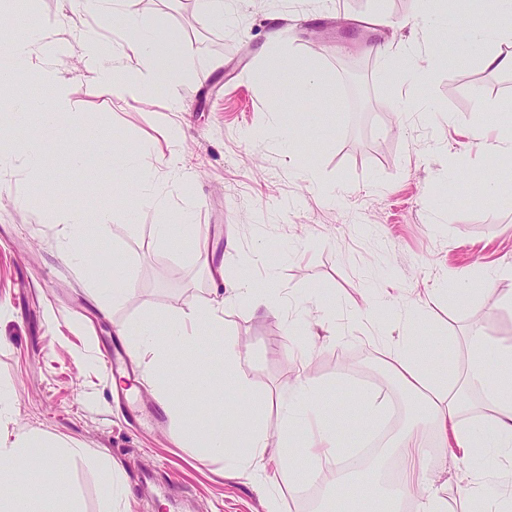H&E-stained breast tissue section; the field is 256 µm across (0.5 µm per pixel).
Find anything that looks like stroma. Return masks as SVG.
Wrapping results in <instances>:
<instances>
[{
  "label": "stroma",
  "mask_w": 512,
  "mask_h": 512,
  "mask_svg": "<svg viewBox=\"0 0 512 512\" xmlns=\"http://www.w3.org/2000/svg\"><path fill=\"white\" fill-rule=\"evenodd\" d=\"M21 2L25 13L61 21L40 33L57 50L35 55V67L77 89L83 112L64 123L74 138H90L86 165L98 177L87 179L61 152L43 168L0 170V388L15 396L0 439L37 433L76 448L60 459L58 477L81 512H265L272 491L282 512H333L330 503L313 510L275 461L231 477L221 458H191L150 369L131 356L122 325L161 324L223 297L210 258L222 259L232 279L247 269L254 286L273 274L268 307L255 309L252 293L238 292L224 308V334L245 349L246 394L281 397L297 411L306 404L294 388L307 379L346 399L368 389L411 412L382 372L409 319L447 337L455 369L472 332L512 345V306L503 300L512 278L499 275L512 267V205L490 204L483 191L512 177V152L487 158L462 132L477 106L512 115V68L455 56L447 42L424 54L420 85L396 80L376 53L384 33L362 19L414 22L402 34L425 46L418 0H235L231 33L192 0H126L128 11L191 47L184 75L146 102L109 101L83 57L81 32L113 41L112 23L74 14L70 0ZM289 54L333 86L299 100L308 135L292 142L276 129V102L250 79L267 70L283 93L294 92L300 77L280 66ZM174 102L180 111H171ZM116 146L162 149L153 202L130 210L101 192ZM161 205L174 221L193 212L206 245L189 236L160 242L153 226ZM73 208L108 213L106 234L83 249L89 268L112 251L123 255L132 280L123 302L99 305L87 272L62 258L61 215ZM116 348L130 360L124 395L105 365ZM405 415L386 420L384 438L400 433ZM109 463L127 498L108 501ZM429 475L448 512H471L469 482L492 494L512 489L506 459L474 466L438 451Z\"/></svg>",
  "instance_id": "35a3bbf8"
}]
</instances>
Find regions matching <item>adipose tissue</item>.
<instances>
[{
  "instance_id": "adipose-tissue-1",
  "label": "adipose tissue",
  "mask_w": 512,
  "mask_h": 512,
  "mask_svg": "<svg viewBox=\"0 0 512 512\" xmlns=\"http://www.w3.org/2000/svg\"><path fill=\"white\" fill-rule=\"evenodd\" d=\"M124 0H74L76 11L90 12L114 22L120 30V44L103 41L95 32L83 35L85 59L98 62L113 58L112 67L99 75L98 88L108 98L124 101L149 98L155 87L179 72L188 46L176 43L147 18L125 12ZM420 17L438 19L441 29L457 34L458 49L471 55L484 41L500 35L512 38V28L493 31L486 18L512 14V0H419ZM54 19L33 17L15 31L7 47L8 62L0 66V86L16 92L15 122L30 125L31 135L0 149V169L25 161L38 166L49 152H67L72 165H81L85 150L70 139L60 122L64 112L79 111L70 86L50 71L35 70V51H52L53 43L35 46L32 34L55 27ZM38 84L43 94L34 98L29 84ZM113 177L103 190L118 196L124 183H139L150 190L158 176L155 164L146 154L119 148L112 155ZM106 214L89 216L83 210L65 212L66 242L63 259L76 268H84L86 258L79 248L85 238L99 233L106 225ZM103 286L96 291L97 303L124 300L131 290L128 265L121 253H114L96 270ZM128 336L134 354L154 368L156 384L169 401L171 418L183 423L180 432L183 448L195 459L223 458L227 469L247 471L253 462L264 459L271 443L265 424L269 399L232 401L234 391L245 388L240 375L241 347L224 337V309L212 305L193 308L190 314L169 319L164 324L139 320L122 330ZM466 366L449 376L438 363L446 355L448 340L443 336L425 337L411 331L405 334L390 354L388 371L414 399L410 425L394 441L389 460L398 472V480L389 485L381 472L369 469L358 476L359 494L354 512H402L403 503L417 492H424L420 512H448V500L441 490H425L428 470L426 438L435 447L455 445L464 455L475 451L512 459V347H487L480 333L468 338ZM192 350L223 360L224 378L198 380L196 375L176 366L182 352ZM206 384L217 407L232 406L230 416L208 423L186 424L187 410L179 396ZM479 391L483 400L470 405L465 392ZM381 405L376 398L359 392L353 395L348 412L331 417L313 410L308 418H298L291 408H283V427L279 434L278 455L288 461V479L297 488L316 482L322 464L333 465V487L345 485L348 476L339 461L343 448L354 446L355 436H367L379 420ZM66 452L63 443L43 435L22 434L10 447L0 448V512H38L42 503L66 505V512H78L68 489L55 477L58 459Z\"/></svg>"
}]
</instances>
